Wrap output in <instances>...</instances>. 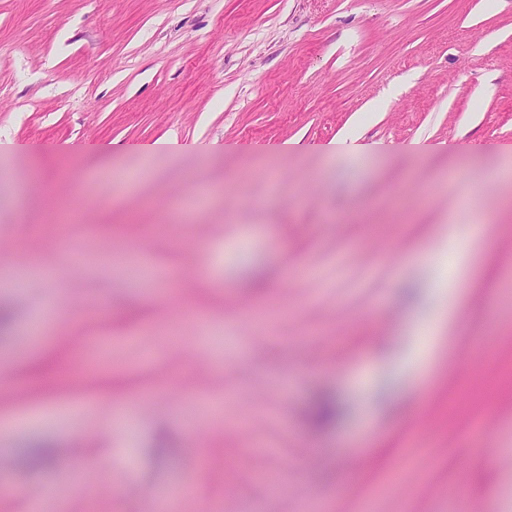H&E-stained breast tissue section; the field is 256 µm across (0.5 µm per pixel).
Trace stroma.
Wrapping results in <instances>:
<instances>
[{"label":"stroma","instance_id":"1","mask_svg":"<svg viewBox=\"0 0 512 512\" xmlns=\"http://www.w3.org/2000/svg\"><path fill=\"white\" fill-rule=\"evenodd\" d=\"M491 142L512 145V0H0V418H26L0 439L26 495L0 512L50 491L58 512H512V356L446 404L512 342ZM76 197L90 224L44 235ZM159 213L194 231L143 250ZM89 337L92 379L34 386Z\"/></svg>","mask_w":512,"mask_h":512}]
</instances>
